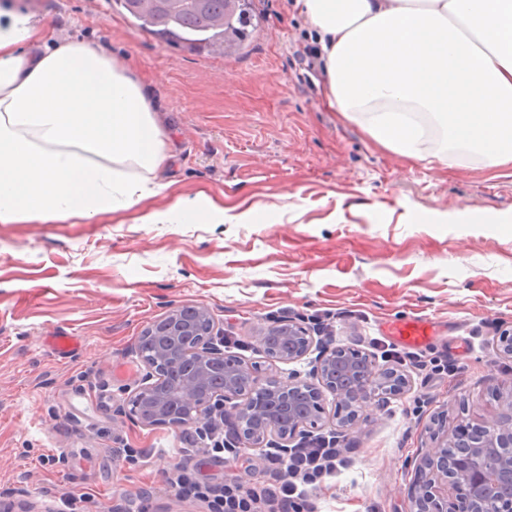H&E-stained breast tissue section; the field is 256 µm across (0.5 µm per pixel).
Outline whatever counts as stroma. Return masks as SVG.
Segmentation results:
<instances>
[{
    "label": "stroma",
    "instance_id": "1",
    "mask_svg": "<svg viewBox=\"0 0 512 512\" xmlns=\"http://www.w3.org/2000/svg\"><path fill=\"white\" fill-rule=\"evenodd\" d=\"M92 41L156 82L175 191L222 204L220 224H141L138 210L84 224H0V501L74 512L144 493V512H203L161 479L174 429L119 416L145 372L143 330L175 304L203 305L229 350L263 372L307 375L308 360L271 363L259 338L292 318L322 342L383 367L387 322L432 320L426 357L453 372L375 400L345 431L356 463L322 512H410V488L434 435L476 425L512 392V164L449 155L409 160L328 108L317 31L291 0H254L256 31L237 56L189 53L135 27L112 0H0ZM461 210L480 224H453ZM80 339L69 355L47 339ZM119 448H150L149 463Z\"/></svg>",
    "mask_w": 512,
    "mask_h": 512
}]
</instances>
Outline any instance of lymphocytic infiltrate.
Here are the masks:
<instances>
[{"mask_svg": "<svg viewBox=\"0 0 512 512\" xmlns=\"http://www.w3.org/2000/svg\"><path fill=\"white\" fill-rule=\"evenodd\" d=\"M230 416L207 428L183 429L177 436L176 462L167 481L178 498L200 503L205 512H318V502L341 468L351 464L350 442L316 436L287 452H272L259 480L242 483L236 470L247 454L236 444ZM223 464V479L203 472L208 462Z\"/></svg>", "mask_w": 512, "mask_h": 512, "instance_id": "lymphocytic-infiltrate-1", "label": "lymphocytic infiltrate"}]
</instances>
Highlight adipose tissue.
<instances>
[{
	"mask_svg": "<svg viewBox=\"0 0 512 512\" xmlns=\"http://www.w3.org/2000/svg\"><path fill=\"white\" fill-rule=\"evenodd\" d=\"M324 52L330 108L380 145L423 158L424 119L445 146L512 163V0H295ZM161 106L92 42L0 7V224L141 209L143 224H220L224 210L168 195Z\"/></svg>",
	"mask_w": 512,
	"mask_h": 512,
	"instance_id": "obj_1",
	"label": "adipose tissue"
}]
</instances>
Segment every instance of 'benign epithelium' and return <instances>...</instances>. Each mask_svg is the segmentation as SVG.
<instances>
[{
  "label": "benign epithelium",
  "instance_id": "obj_1",
  "mask_svg": "<svg viewBox=\"0 0 512 512\" xmlns=\"http://www.w3.org/2000/svg\"><path fill=\"white\" fill-rule=\"evenodd\" d=\"M286 324L284 349L274 350L269 341L280 325L261 336L260 351L271 361L293 363L314 347L304 326L292 318ZM143 335L156 345L151 356L141 357L147 373L128 391L129 413L144 427L183 428L228 409L246 450L264 448L272 438L286 446L321 427L328 396L342 412L343 427L356 428L379 396L374 378L384 372L368 353L334 347L321 352L309 379L262 374L224 350L223 333L202 305L171 306ZM243 375L252 381L249 394L238 387ZM487 457L498 458V465L485 467ZM442 485L455 491L454 498L439 495ZM411 498L414 512H512V394L483 424L461 426L424 452Z\"/></svg>",
  "mask_w": 512,
  "mask_h": 512
}]
</instances>
